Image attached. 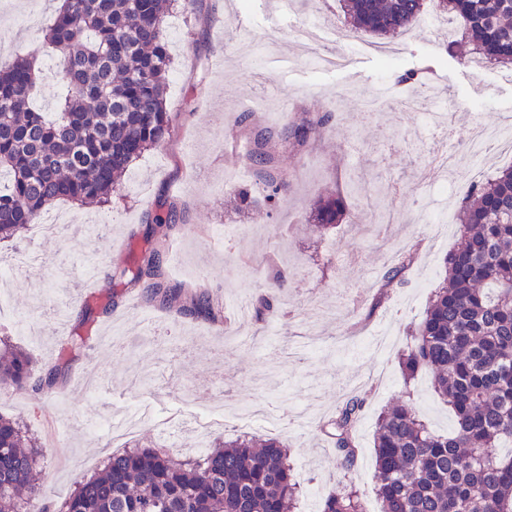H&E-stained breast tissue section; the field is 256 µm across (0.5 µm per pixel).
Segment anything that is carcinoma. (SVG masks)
Listing matches in <instances>:
<instances>
[{
	"label": "carcinoma",
	"mask_w": 512,
	"mask_h": 512,
	"mask_svg": "<svg viewBox=\"0 0 512 512\" xmlns=\"http://www.w3.org/2000/svg\"><path fill=\"white\" fill-rule=\"evenodd\" d=\"M356 37L407 31L423 14L463 22L461 38L473 54L512 65V0H342ZM166 0H62L43 41L56 53L65 88L54 115L33 108L40 71L28 56L0 64V241L28 230L54 203H109L121 177L171 134L164 99L171 70L164 29ZM334 110L279 130L251 112L236 124L249 138L244 163L255 181L231 189L242 212L264 205L277 211L287 187L278 142L302 149L314 143ZM345 196L328 194L312 209L325 234L344 215ZM183 219L166 199L147 214L150 224L174 227ZM461 243L446 255L445 277L399 356L404 377L428 371L435 394L448 403L453 424L437 434L407 403L381 413L374 436L375 486L383 512H512V166L469 183L458 214ZM405 255L383 267L379 294L403 280ZM130 282L144 298L184 315L223 321L219 301L204 288L171 284L162 241L135 259ZM282 288L287 271L266 265ZM280 304L272 292L253 302L260 320ZM83 337L68 342L57 364L43 371L30 353L0 349V389L50 394L62 383ZM365 399L353 395L321 425L333 440L340 467L357 458L356 428ZM29 429L0 415V512H48L39 501L40 458ZM300 495L288 446L243 435L215 442L202 456L176 459L161 446H131L112 454L84 479L58 512H294ZM321 512H366L347 485L323 498Z\"/></svg>",
	"instance_id": "carcinoma-1"
}]
</instances>
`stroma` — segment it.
<instances>
[{"label": "stroma", "instance_id": "obj_1", "mask_svg": "<svg viewBox=\"0 0 512 512\" xmlns=\"http://www.w3.org/2000/svg\"><path fill=\"white\" fill-rule=\"evenodd\" d=\"M61 0H0V57L42 49L43 28ZM173 59L166 107L173 119L171 139L147 151L134 165L141 191L119 189L111 203L58 202L75 223L109 222L104 237L67 235L30 243L21 237L0 244V258L33 247L41 268L15 273L4 289L11 310L44 319L40 336L6 329L39 367H51L61 352L52 337L55 318L67 334L82 331L85 346L53 393L8 390L0 414L20 416L47 455L40 495L51 512L86 475L99 469L112 445L87 435L89 422L120 413L129 404L150 406L161 418L183 411L182 395L223 416L214 437L234 438L237 408L262 405L269 414L249 433L279 439L291 448L293 475L300 484L299 512H308L312 488L324 493L353 484L367 512H380L376 495L373 435L379 414L393 402L409 401L429 427L448 432L452 416L435 395L431 376L404 380L398 355L411 344L432 289L442 281L443 257L460 236L457 205L430 198L437 171L435 153L462 147L472 128L512 118V67L494 64L474 70L469 60L448 52V38L414 25L389 40L391 68L375 53L346 42L338 0H174L165 18ZM408 70L424 74L422 91L446 103L453 116L450 140L431 137L415 113L399 111L393 100L408 93L396 78ZM265 99L274 110L265 126L301 122L305 111L326 100L339 110L312 149L279 145L288 191L274 214L235 211L212 190L240 162L242 139L235 119L245 101ZM292 111H280L283 103ZM360 194L347 201L345 218L320 236L310 218L313 203L336 190L348 176ZM174 201L184 221L169 231L176 255L167 259L169 281L182 288L206 285L233 317L234 298L267 291L265 261L287 267L291 279L283 299L289 318L272 314L253 323L248 343L232 328L160 309L140 288L121 286L117 275L130 268L147 246L146 214L157 197ZM391 215L390 235L413 262L385 299L377 297L383 246L364 228ZM206 269V282L196 273ZM97 274V294L74 291L84 274ZM121 288L117 304L82 320L84 305ZM120 325V351L97 346L102 329ZM98 367L108 375L95 398L78 393L81 375ZM367 394L358 424V458L343 471L330 440L321 433L349 390Z\"/></svg>", "mask_w": 512, "mask_h": 512}]
</instances>
